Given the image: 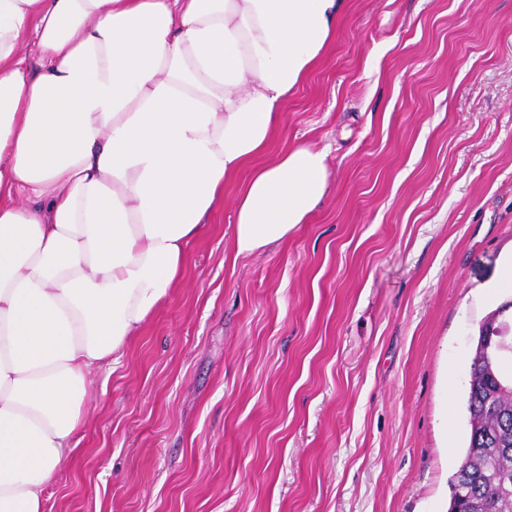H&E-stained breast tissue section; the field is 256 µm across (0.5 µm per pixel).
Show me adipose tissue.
<instances>
[{
  "mask_svg": "<svg viewBox=\"0 0 512 512\" xmlns=\"http://www.w3.org/2000/svg\"><path fill=\"white\" fill-rule=\"evenodd\" d=\"M345 0H0V512H44L94 366L181 277L224 187L235 253L308 223L327 154L272 144Z\"/></svg>",
  "mask_w": 512,
  "mask_h": 512,
  "instance_id": "obj_1",
  "label": "adipose tissue"
}]
</instances>
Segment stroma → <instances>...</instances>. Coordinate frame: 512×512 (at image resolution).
Listing matches in <instances>:
<instances>
[{
	"instance_id": "obj_1",
	"label": "stroma",
	"mask_w": 512,
	"mask_h": 512,
	"mask_svg": "<svg viewBox=\"0 0 512 512\" xmlns=\"http://www.w3.org/2000/svg\"><path fill=\"white\" fill-rule=\"evenodd\" d=\"M260 163L326 151L309 223L233 250L92 368L46 512H448L479 330L512 301V0H346Z\"/></svg>"
}]
</instances>
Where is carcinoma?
I'll use <instances>...</instances> for the list:
<instances>
[{
	"label": "carcinoma",
	"mask_w": 512,
	"mask_h": 512,
	"mask_svg": "<svg viewBox=\"0 0 512 512\" xmlns=\"http://www.w3.org/2000/svg\"><path fill=\"white\" fill-rule=\"evenodd\" d=\"M507 378L477 340L470 365L469 444L448 512H512V488L503 487L505 479L512 480V400L497 392V382Z\"/></svg>",
	"instance_id": "1"
}]
</instances>
